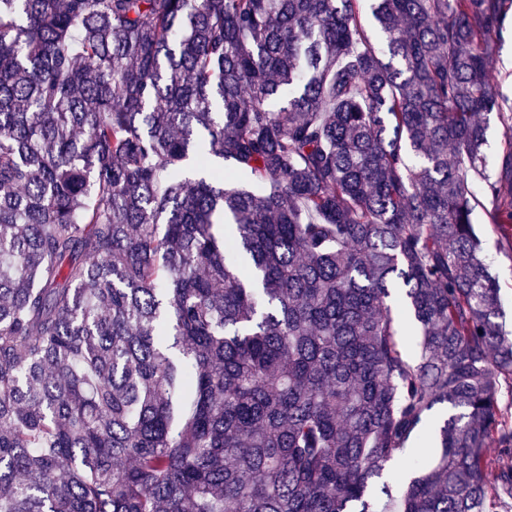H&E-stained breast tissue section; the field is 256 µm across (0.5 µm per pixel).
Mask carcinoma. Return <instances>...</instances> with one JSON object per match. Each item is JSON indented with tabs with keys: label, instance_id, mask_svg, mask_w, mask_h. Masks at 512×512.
<instances>
[{
	"label": "carcinoma",
	"instance_id": "1",
	"mask_svg": "<svg viewBox=\"0 0 512 512\" xmlns=\"http://www.w3.org/2000/svg\"><path fill=\"white\" fill-rule=\"evenodd\" d=\"M364 2L0 0V512L512 508V0ZM494 53L491 60L490 76L492 85L504 105L505 112L512 113V11L507 14L501 26L492 32ZM487 119L488 129L486 133L487 142L485 145L487 172L494 174L497 171L500 157L506 147L504 127L496 112L489 114ZM475 227L480 231L483 242V255L488 273L496 279L500 288L503 324L506 331H512V258L502 249L499 235L488 224L484 210L476 206L473 214ZM403 291L395 288L391 291V297L388 299L394 310L395 319L400 323L401 331L404 336H401L407 345V354L411 359H416L419 355V339L420 336L416 326L412 323L407 315L403 305L398 304ZM397 307V308H396Z\"/></svg>",
	"mask_w": 512,
	"mask_h": 512
}]
</instances>
